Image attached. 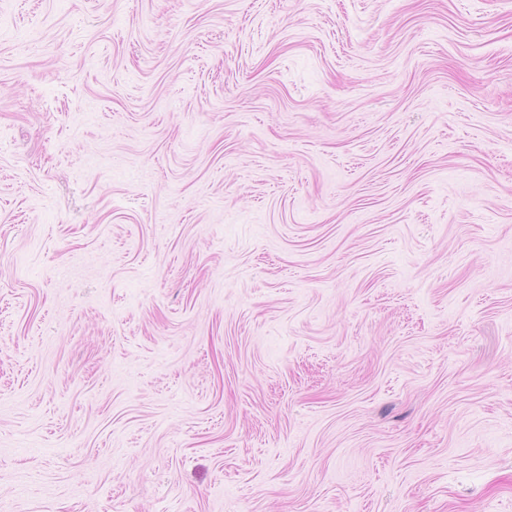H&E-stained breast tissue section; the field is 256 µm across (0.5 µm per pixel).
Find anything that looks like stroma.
I'll return each mask as SVG.
<instances>
[{
	"instance_id": "35a3bbf8",
	"label": "stroma",
	"mask_w": 512,
	"mask_h": 512,
	"mask_svg": "<svg viewBox=\"0 0 512 512\" xmlns=\"http://www.w3.org/2000/svg\"><path fill=\"white\" fill-rule=\"evenodd\" d=\"M0 512H512V0H0Z\"/></svg>"
}]
</instances>
